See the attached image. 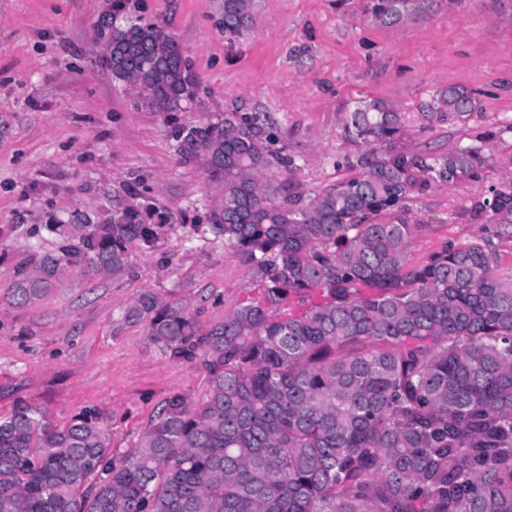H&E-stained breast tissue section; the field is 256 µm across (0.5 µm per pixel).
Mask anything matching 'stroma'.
Segmentation results:
<instances>
[{
	"instance_id": "obj_1",
	"label": "stroma",
	"mask_w": 512,
	"mask_h": 512,
	"mask_svg": "<svg viewBox=\"0 0 512 512\" xmlns=\"http://www.w3.org/2000/svg\"><path fill=\"white\" fill-rule=\"evenodd\" d=\"M110 0H0V415L26 400L62 426L97 414L115 454L129 453L174 394L205 398L200 363L176 362L130 324L141 293L178 304L209 326L257 298L252 267L215 236L206 213L219 188L201 159H185L177 126L243 108L278 121L272 150L296 158L273 171L311 196L339 179L354 154L347 116L380 99L406 115V147L442 154L492 131L478 179L438 185L407 202L420 227L408 254L420 262L444 241L482 233L471 205L512 177V0H435L385 26L365 0H255L253 23L224 38V0H129L122 19L172 35L198 85L179 112H153L102 62L97 20ZM476 90L482 110L464 124L428 122L422 104L445 86ZM166 213L159 240L136 246L118 276L66 268L58 288L25 306L9 287L18 270L69 237L54 224H103L116 210Z\"/></svg>"
}]
</instances>
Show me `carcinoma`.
Instances as JSON below:
<instances>
[{
  "instance_id": "cac0c4a2",
  "label": "carcinoma",
  "mask_w": 512,
  "mask_h": 512,
  "mask_svg": "<svg viewBox=\"0 0 512 512\" xmlns=\"http://www.w3.org/2000/svg\"><path fill=\"white\" fill-rule=\"evenodd\" d=\"M434 0H367L381 25ZM97 34L112 75L153 112H180L196 82L162 28L116 22ZM253 21V0H224V36ZM424 119L466 123L476 92L446 86ZM269 112H226L179 126L184 158L200 157L221 193L212 232L251 264L262 297L208 327L143 292L125 321L176 362H200L209 392L170 397L133 451L117 456L93 414L53 424L37 405L0 417V512H512V274L492 239L443 243L408 258L419 228L406 201L480 177L482 145L432 155L399 146L405 115L372 99L349 113L357 147L336 166L351 177L305 200L265 177L296 159L270 149ZM512 237V180L471 206ZM168 217L127 208L108 224H71L78 246L22 267L15 304L47 296L68 266L118 275ZM303 307L281 317L290 302Z\"/></svg>"
}]
</instances>
